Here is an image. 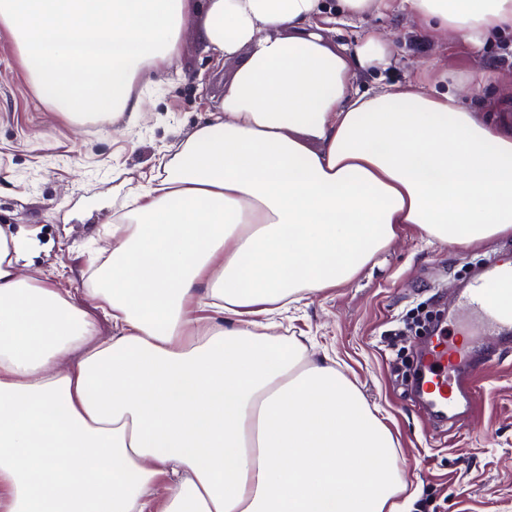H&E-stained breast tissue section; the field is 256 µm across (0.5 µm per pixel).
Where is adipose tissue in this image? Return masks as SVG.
Returning a JSON list of instances; mask_svg holds the SVG:
<instances>
[{"label": "adipose tissue", "instance_id": "obj_1", "mask_svg": "<svg viewBox=\"0 0 512 512\" xmlns=\"http://www.w3.org/2000/svg\"><path fill=\"white\" fill-rule=\"evenodd\" d=\"M373 12L431 43L512 34V0H0L37 97L76 124H137L135 84L184 33L238 62L211 122L124 202L83 303L0 225V512H401L382 419L262 318L346 282L403 225L512 234V131L425 67L355 91L387 42L337 49L322 26Z\"/></svg>", "mask_w": 512, "mask_h": 512}]
</instances>
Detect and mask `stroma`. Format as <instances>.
I'll list each match as a JSON object with an SVG mask.
<instances>
[{
	"label": "stroma",
	"mask_w": 512,
	"mask_h": 512,
	"mask_svg": "<svg viewBox=\"0 0 512 512\" xmlns=\"http://www.w3.org/2000/svg\"><path fill=\"white\" fill-rule=\"evenodd\" d=\"M367 28L387 35L393 63L362 72V88L403 82L426 63L456 81L485 73L482 93L465 103L488 119L512 104V47L478 49L455 35L427 43L400 15L345 21L329 39H351ZM236 66L185 40L166 75L148 87L139 123L118 117L78 126L37 98L11 35L0 30V224L31 234L32 268L41 278L83 300L87 275L112 246L102 232L112 222V200L144 185L161 157L209 120ZM496 253L512 254V235L448 244L409 225L349 281L311 294L278 318V334L308 341L309 359H335L379 409L395 439L411 512H512V355L481 378L477 411L451 430L436 427L412 396L411 379L399 377L402 363L422 353V338L393 337L421 306L453 323L454 292Z\"/></svg>",
	"instance_id": "obj_1"
}]
</instances>
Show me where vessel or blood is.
<instances>
[{"mask_svg": "<svg viewBox=\"0 0 512 512\" xmlns=\"http://www.w3.org/2000/svg\"><path fill=\"white\" fill-rule=\"evenodd\" d=\"M456 302L468 324L494 337L495 348L478 360L457 335L437 333L421 358L418 390L424 406L441 421L472 410L479 375L512 348V259H503L475 276Z\"/></svg>", "mask_w": 512, "mask_h": 512, "instance_id": "obj_1", "label": "vessel or blood"}]
</instances>
